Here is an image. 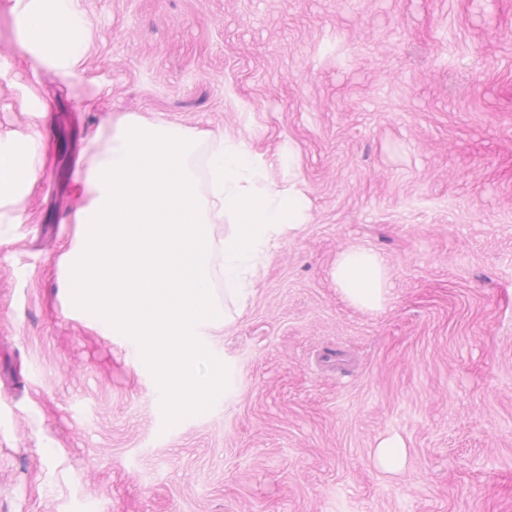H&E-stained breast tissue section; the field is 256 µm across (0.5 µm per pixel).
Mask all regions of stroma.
Here are the masks:
<instances>
[{
  "mask_svg": "<svg viewBox=\"0 0 512 512\" xmlns=\"http://www.w3.org/2000/svg\"><path fill=\"white\" fill-rule=\"evenodd\" d=\"M81 3L72 81L20 61L0 0V133L46 140L0 209L26 217L0 223V512H512V0ZM134 117L197 162L244 140L306 214L215 344L231 385L169 427L65 286L78 177ZM357 247L386 265L373 310L333 278ZM378 459L388 469L397 468L404 456V448L394 440L385 441L377 448Z\"/></svg>",
  "mask_w": 512,
  "mask_h": 512,
  "instance_id": "35a3bbf8",
  "label": "stroma"
}]
</instances>
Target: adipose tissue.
I'll return each instance as SVG.
<instances>
[{"mask_svg":"<svg viewBox=\"0 0 512 512\" xmlns=\"http://www.w3.org/2000/svg\"><path fill=\"white\" fill-rule=\"evenodd\" d=\"M17 49L30 66H46L63 77L77 75L86 52L88 18L81 0H10ZM41 132L18 140L0 135V204L21 190L33 189L44 166ZM336 285L354 305L380 307L388 288L381 257L365 248L342 252L334 268Z\"/></svg>","mask_w":512,"mask_h":512,"instance_id":"adipose-tissue-1","label":"adipose tissue"}]
</instances>
